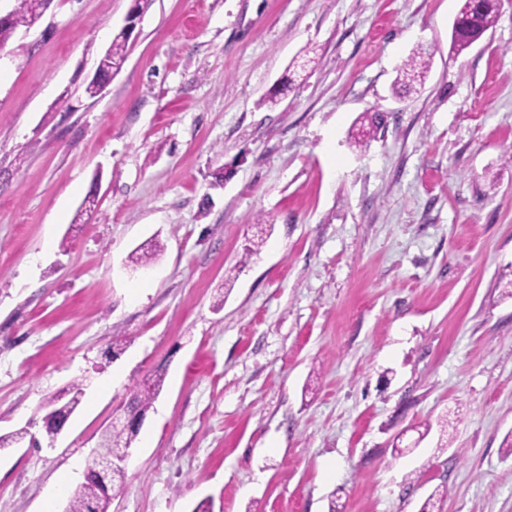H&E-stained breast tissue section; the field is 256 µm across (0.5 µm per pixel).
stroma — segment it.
<instances>
[{
	"label": "stroma",
	"mask_w": 512,
	"mask_h": 512,
	"mask_svg": "<svg viewBox=\"0 0 512 512\" xmlns=\"http://www.w3.org/2000/svg\"><path fill=\"white\" fill-rule=\"evenodd\" d=\"M460 5L154 0L96 98L131 0L0 50V435L91 379L0 512H64L158 372L109 512H512V0L458 54ZM129 36L124 29L113 35L112 42L104 55L100 58L96 68V79L89 80L85 93L89 97H95L98 86L106 82L112 74L119 70L127 57ZM107 85H100L99 94H102ZM432 55L433 52L423 48L413 52L398 67V74L394 85L403 86L407 90H417V86L421 88L424 84Z\"/></svg>",
	"instance_id": "35a3bbf8"
}]
</instances>
